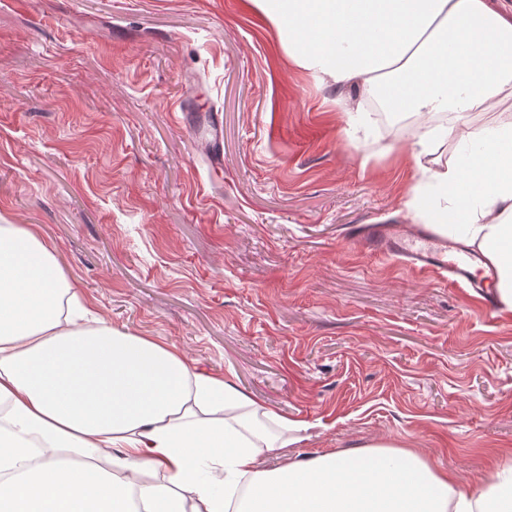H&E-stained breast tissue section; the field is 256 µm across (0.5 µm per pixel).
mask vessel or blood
Instances as JSON below:
<instances>
[{"label":"vessel or blood","instance_id":"obj_1","mask_svg":"<svg viewBox=\"0 0 512 512\" xmlns=\"http://www.w3.org/2000/svg\"><path fill=\"white\" fill-rule=\"evenodd\" d=\"M347 234L363 252L400 261L419 275H435L448 284L471 290L482 302L485 315L495 314L498 300L492 290L495 268H477L480 253L438 237L429 230H408L398 224H354Z\"/></svg>","mask_w":512,"mask_h":512}]
</instances>
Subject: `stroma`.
<instances>
[{"mask_svg": "<svg viewBox=\"0 0 512 512\" xmlns=\"http://www.w3.org/2000/svg\"><path fill=\"white\" fill-rule=\"evenodd\" d=\"M336 97L247 0H0V222L113 329L308 423L264 467L382 444L476 486L512 458V314L354 248L420 225L421 175L403 113L351 136Z\"/></svg>", "mask_w": 512, "mask_h": 512, "instance_id": "stroma-1", "label": "stroma"}]
</instances>
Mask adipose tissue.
Listing matches in <instances>:
<instances>
[{"label": "adipose tissue", "instance_id": "1", "mask_svg": "<svg viewBox=\"0 0 512 512\" xmlns=\"http://www.w3.org/2000/svg\"><path fill=\"white\" fill-rule=\"evenodd\" d=\"M289 60L320 85L416 114L412 149L454 160L422 171L414 205L477 247L512 312V0H249ZM278 415L181 352L92 317L54 247L0 223V512H512V462L479 488L388 445L332 450L265 469Z\"/></svg>", "mask_w": 512, "mask_h": 512}]
</instances>
